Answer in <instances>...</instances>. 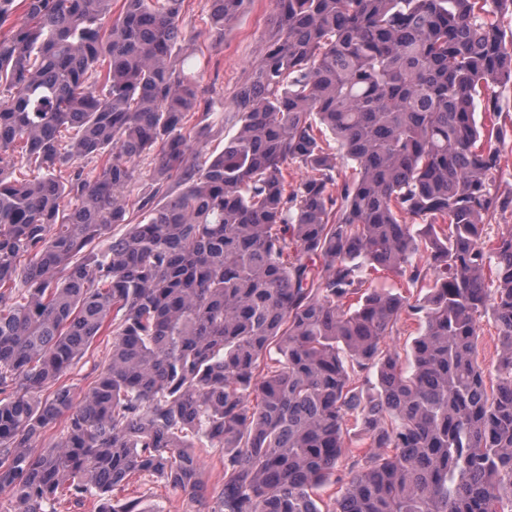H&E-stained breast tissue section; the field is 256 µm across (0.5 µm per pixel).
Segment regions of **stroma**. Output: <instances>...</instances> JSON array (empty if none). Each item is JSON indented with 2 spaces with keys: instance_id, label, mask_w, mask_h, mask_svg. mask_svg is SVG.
Wrapping results in <instances>:
<instances>
[{
  "instance_id": "35a3bbf8",
  "label": "stroma",
  "mask_w": 512,
  "mask_h": 512,
  "mask_svg": "<svg viewBox=\"0 0 512 512\" xmlns=\"http://www.w3.org/2000/svg\"><path fill=\"white\" fill-rule=\"evenodd\" d=\"M208 0H185L181 19L191 39L184 43L186 74L193 76L215 98L221 99L225 111H233V97L245 83L256 64L260 49L268 38L276 5L274 0H247L242 10L224 28L223 38L206 34L205 21ZM112 357V339L99 337L86 357L66 376L75 396L83 394L94 384ZM127 496L143 497L145 504L157 507L159 512H196L197 504L179 489L164 484L145 488L140 480H131Z\"/></svg>"
}]
</instances>
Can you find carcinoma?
I'll return each mask as SVG.
<instances>
[{
    "instance_id": "1",
    "label": "carcinoma",
    "mask_w": 512,
    "mask_h": 512,
    "mask_svg": "<svg viewBox=\"0 0 512 512\" xmlns=\"http://www.w3.org/2000/svg\"><path fill=\"white\" fill-rule=\"evenodd\" d=\"M21 2L25 21L0 35L7 512L93 497L97 512H158L114 498L135 475L203 512L512 505V232L483 236L512 213L494 179L512 140L494 16L512 0H275L230 116L179 60L184 0H122L117 15L114 0ZM243 2L209 0L208 33ZM227 121L219 154L193 148ZM18 156L38 174L11 178ZM147 156L152 193L134 205ZM290 161L309 172L294 187ZM381 272L404 292L370 287ZM403 315L421 327L405 359L386 346ZM108 335L111 362L78 399L63 377ZM353 429L374 452L346 451ZM480 335L478 339V362L484 371L487 386L496 384V367L500 354V340L491 318L484 317L480 323ZM204 479L209 491H219L224 484V468L218 455L205 458Z\"/></svg>"
}]
</instances>
